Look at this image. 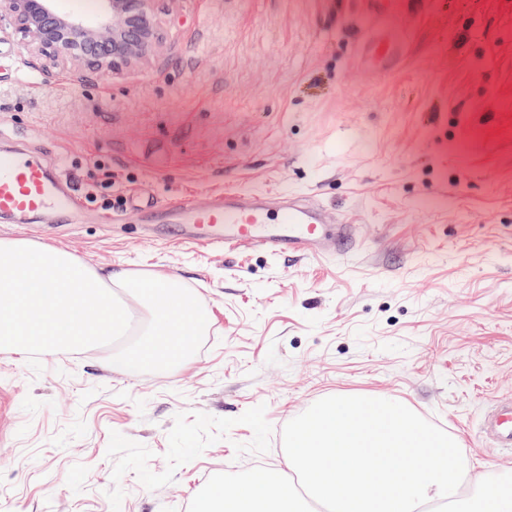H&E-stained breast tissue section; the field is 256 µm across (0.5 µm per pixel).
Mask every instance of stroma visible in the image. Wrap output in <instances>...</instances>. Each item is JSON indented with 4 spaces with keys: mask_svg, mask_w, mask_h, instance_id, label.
Instances as JSON below:
<instances>
[{
    "mask_svg": "<svg viewBox=\"0 0 512 512\" xmlns=\"http://www.w3.org/2000/svg\"><path fill=\"white\" fill-rule=\"evenodd\" d=\"M384 14L409 36L389 64L363 48ZM162 21L156 63L88 82L0 33V141L46 148L84 213L0 238L168 277L208 315L165 372L114 371L113 345L38 374L0 357V512H183L205 475H289L279 427L365 392L450 430L470 480L512 473L479 434L512 395V0H178ZM226 192L307 197L353 250H203L131 206Z\"/></svg>",
    "mask_w": 512,
    "mask_h": 512,
    "instance_id": "1",
    "label": "stroma"
}]
</instances>
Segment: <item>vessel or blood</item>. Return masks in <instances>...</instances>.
<instances>
[{"mask_svg": "<svg viewBox=\"0 0 512 512\" xmlns=\"http://www.w3.org/2000/svg\"><path fill=\"white\" fill-rule=\"evenodd\" d=\"M369 51L383 59L403 51L407 40H391L381 29L365 36ZM73 182L55 169L49 153L26 146L0 151V216L20 223L52 216L70 224L77 214ZM161 221L179 238L203 249L232 253L243 247L273 253L340 255L349 252L354 225L330 222L323 209L299 199L268 206L225 195L221 201L199 203L183 198L159 207ZM483 437L512 449V397H500L486 410Z\"/></svg>", "mask_w": 512, "mask_h": 512, "instance_id": "obj_1", "label": "vessel or blood"}]
</instances>
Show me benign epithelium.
Returning a JSON list of instances; mask_svg holds the SVG:
<instances>
[{
    "instance_id": "1",
    "label": "benign epithelium",
    "mask_w": 512,
    "mask_h": 512,
    "mask_svg": "<svg viewBox=\"0 0 512 512\" xmlns=\"http://www.w3.org/2000/svg\"><path fill=\"white\" fill-rule=\"evenodd\" d=\"M55 0H0V29L30 52L86 76L151 66L166 46L160 0H97L95 15L58 12Z\"/></svg>"
}]
</instances>
